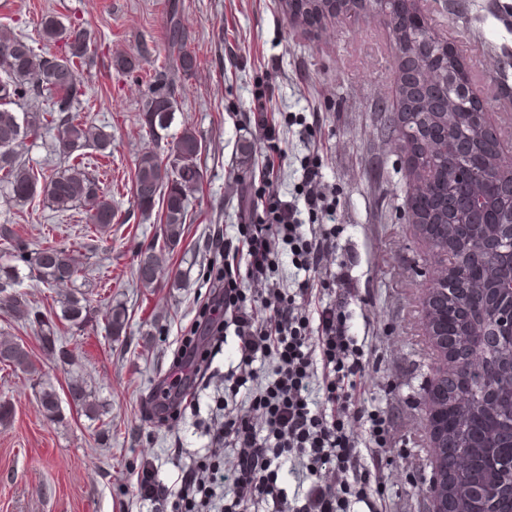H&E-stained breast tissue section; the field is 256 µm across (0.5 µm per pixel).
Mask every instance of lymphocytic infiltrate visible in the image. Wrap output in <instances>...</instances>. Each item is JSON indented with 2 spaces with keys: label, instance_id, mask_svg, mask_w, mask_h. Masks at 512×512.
I'll use <instances>...</instances> for the list:
<instances>
[{
  "label": "lymphocytic infiltrate",
  "instance_id": "1",
  "mask_svg": "<svg viewBox=\"0 0 512 512\" xmlns=\"http://www.w3.org/2000/svg\"><path fill=\"white\" fill-rule=\"evenodd\" d=\"M239 233L246 260H224L219 275L224 316L214 321L213 333L220 336L233 329L240 356L229 377L239 386L255 382L250 407L210 428L209 449L182 474L178 489L165 486L153 469L145 468L136 477L137 495L152 503L176 496L177 512H238L255 498L284 505L286 512H350L351 498L367 494L365 486L353 482L360 470L354 426L366 423L370 437L382 447L388 442L389 422L353 399L367 365L341 311L334 306L324 309L313 331L299 303L310 284L309 274L334 253V235H306L294 204L282 200L273 186L257 223L241 225ZM282 245L305 274L291 294L269 284ZM246 281L253 284L252 293H245ZM267 356L275 364L264 376L257 363ZM318 357L333 372L320 403L310 390ZM330 405L337 408L331 415L326 412ZM228 445L233 448L229 457L224 454ZM294 460L301 466L302 486L290 498L278 480L285 464Z\"/></svg>",
  "mask_w": 512,
  "mask_h": 512
}]
</instances>
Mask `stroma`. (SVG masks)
I'll return each instance as SVG.
<instances>
[{"mask_svg": "<svg viewBox=\"0 0 512 512\" xmlns=\"http://www.w3.org/2000/svg\"><path fill=\"white\" fill-rule=\"evenodd\" d=\"M421 0L429 23L464 60L475 87L512 141V0ZM177 15L192 74L174 78L175 114L168 130L141 126V100L156 71L169 65L166 34ZM82 24L94 41L80 69V110L112 136L110 156L87 149L85 161L112 197L116 217L107 233L88 223L83 205L57 211L44 195L17 201L0 194V224L30 243L73 251L84 271L73 283L91 310L82 328L61 327L69 361L45 351L25 317L0 310V337L22 344L34 374L0 366V403L13 410L0 425V512H170L141 501L137 473L154 468L165 484L203 454L204 424L246 410L249 392L224 379L239 357L235 336L210 347L211 375H199L181 419L151 421L146 408L167 377L206 303L222 260L216 238L238 242L260 201L267 151L255 123L254 94L263 92L268 122L284 153L277 186L284 200L301 201L303 167L317 160L321 188L333 208L325 229L338 251L316 274L301 304L311 325L343 301L349 333L370 361L363 396L391 425L386 448L357 427L361 478L368 495L354 512H430L425 493L429 442L424 392L431 376L429 339L420 309L437 257L428 253L404 206L405 153L384 137L397 58L379 19L358 16L314 29L291 22L281 0H0V28L32 40L44 56L59 45L43 41L41 21ZM135 59L125 73L117 56ZM203 140V181L188 200L180 244L162 252L161 283L135 278L137 257L153 242L160 214L145 216L132 197L136 160L151 151L170 163L184 128ZM48 128L28 138L19 154L27 168L63 171ZM297 218L310 224L306 209ZM123 305L126 333L109 335L103 312ZM87 378L103 407L91 419L71 402L72 377ZM54 385L61 415L45 417L38 385Z\"/></svg>", "mask_w": 512, "mask_h": 512, "instance_id": "1", "label": "stroma"}]
</instances>
